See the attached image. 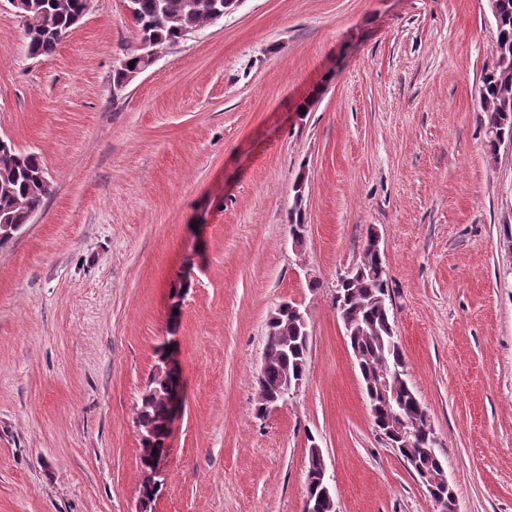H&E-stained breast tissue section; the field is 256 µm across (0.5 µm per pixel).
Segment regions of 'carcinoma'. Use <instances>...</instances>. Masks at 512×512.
Returning <instances> with one entry per match:
<instances>
[{
	"mask_svg": "<svg viewBox=\"0 0 512 512\" xmlns=\"http://www.w3.org/2000/svg\"><path fill=\"white\" fill-rule=\"evenodd\" d=\"M35 8L20 15L33 57L48 56L68 36L85 11V0H33ZM130 16L140 33V45L126 53L112 70V86L131 85L129 77L150 67L147 51L159 53L185 39L189 34L213 23L217 16L234 13L241 0H128ZM497 39L495 66L482 78L480 105L486 117L487 147L491 157L498 152L497 140L512 137V0H499L495 18ZM47 170L33 152L13 149L0 152V220L27 224L50 193V183L43 180ZM289 233L304 237L307 224L302 205L288 212ZM359 273L341 286V297L332 300L341 321L349 331L350 348L367 391L375 425L394 428L407 422L416 432L415 452L421 466L437 481L445 469L436 449H427L423 429L428 427L425 407L408 378L396 376L405 365V357L394 335L395 325L390 307L382 300L390 297L385 256L364 243L357 264ZM311 336L306 328L283 308L267 322L266 347L258 385L257 411L278 393L284 376L304 380L309 369ZM388 378L396 384L397 404L383 405L380 382ZM166 384L158 376L151 378L149 394L137 404V426L142 434L154 436L162 443L168 437V409L163 397ZM306 495L315 503L314 512H332L329 502L316 483L307 485Z\"/></svg>",
	"mask_w": 512,
	"mask_h": 512,
	"instance_id": "1",
	"label": "carcinoma"
}]
</instances>
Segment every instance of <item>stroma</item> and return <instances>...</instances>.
<instances>
[{
  "instance_id": "obj_1",
  "label": "stroma",
  "mask_w": 512,
  "mask_h": 512,
  "mask_svg": "<svg viewBox=\"0 0 512 512\" xmlns=\"http://www.w3.org/2000/svg\"><path fill=\"white\" fill-rule=\"evenodd\" d=\"M496 37L487 0H243L119 92L124 0H91L47 58L0 0V138L51 185L0 248V512H138L136 406L169 343L185 407L152 512H302L313 443L337 512H435L332 305L373 229L459 512H512V148L488 155L479 99ZM284 301L309 311V372L260 415Z\"/></svg>"
}]
</instances>
